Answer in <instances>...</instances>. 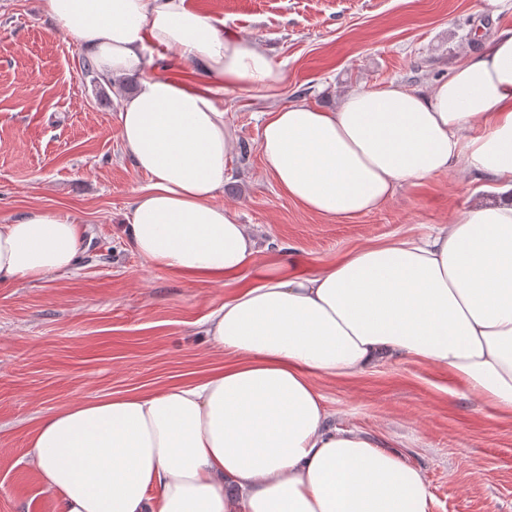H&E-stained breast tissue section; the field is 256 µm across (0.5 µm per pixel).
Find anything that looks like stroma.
Listing matches in <instances>:
<instances>
[{"mask_svg": "<svg viewBox=\"0 0 512 512\" xmlns=\"http://www.w3.org/2000/svg\"><path fill=\"white\" fill-rule=\"evenodd\" d=\"M41 2L0 0V217L70 213L84 249L71 271L0 288V512H56L24 464L40 415L217 364L202 319L274 262L315 273L349 250L427 233L494 200L485 180L451 171L404 186L376 212L329 220L281 193L259 139L276 106L330 110L348 86L393 80L423 90L512 29V0L494 16L485 0H189L225 33L255 40L285 75L273 91L216 96L240 139L220 200L261 247L227 285L149 266L125 240L129 203L148 182L118 127L136 82H91ZM452 384L447 369L410 359L316 381L337 426L378 437L422 469L433 512H512V415L464 390L448 394Z\"/></svg>", "mask_w": 512, "mask_h": 512, "instance_id": "obj_1", "label": "stroma"}]
</instances>
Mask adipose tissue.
<instances>
[{
  "mask_svg": "<svg viewBox=\"0 0 512 512\" xmlns=\"http://www.w3.org/2000/svg\"><path fill=\"white\" fill-rule=\"evenodd\" d=\"M43 10L104 82L138 80L118 123L149 182L126 216V241L152 266L236 278L259 248L219 201L239 137L216 89H271L281 71L186 0H43ZM162 47L210 84L159 73ZM259 148L280 191L331 220L377 211L402 187L450 171L483 175L497 200L313 274L273 267L201 323L233 364L40 416L26 465L57 512H432L422 470L336 426L316 379L418 360L512 413V30L426 90L351 86L332 111L268 113ZM81 246L58 211L0 222V286L73 269Z\"/></svg>",
  "mask_w": 512,
  "mask_h": 512,
  "instance_id": "obj_1",
  "label": "adipose tissue"
}]
</instances>
